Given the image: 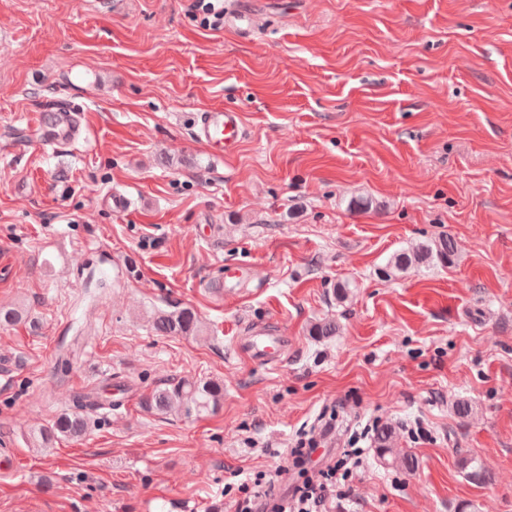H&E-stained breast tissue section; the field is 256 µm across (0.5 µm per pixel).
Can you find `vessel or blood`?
Returning a JSON list of instances; mask_svg holds the SVG:
<instances>
[{
    "label": "vessel or blood",
    "instance_id": "obj_1",
    "mask_svg": "<svg viewBox=\"0 0 512 512\" xmlns=\"http://www.w3.org/2000/svg\"><path fill=\"white\" fill-rule=\"evenodd\" d=\"M34 126L43 131L48 143L76 142L86 134L79 114L70 109H46L32 119ZM195 138L214 157L235 155L244 135L243 114L232 108H208L199 113L195 124ZM288 342L287 337L258 330L243 345L246 358L262 363L280 355Z\"/></svg>",
    "mask_w": 512,
    "mask_h": 512
}]
</instances>
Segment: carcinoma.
I'll return each mask as SVG.
<instances>
[{
  "label": "carcinoma",
  "instance_id": "1",
  "mask_svg": "<svg viewBox=\"0 0 512 512\" xmlns=\"http://www.w3.org/2000/svg\"><path fill=\"white\" fill-rule=\"evenodd\" d=\"M454 244L450 236L419 245L415 250L400 252L389 260V267L396 271H406L422 264L446 265L453 262ZM152 328L161 336H196L200 331L197 313L188 307L172 311H159L152 317ZM339 326L333 319H324L313 324L311 335L323 338L336 335ZM224 398V384L207 379L180 378L163 383L142 398V405L159 414H195L197 416L217 410ZM112 408V397L107 391L78 394L72 399V406L61 412L48 426L32 432L31 443L35 448H48L59 439H78L86 434L89 420L85 411ZM394 431L390 426L377 429L373 440L381 457L391 456V464L410 472L414 460L409 454L394 453L391 443Z\"/></svg>",
  "mask_w": 512,
  "mask_h": 512
}]
</instances>
